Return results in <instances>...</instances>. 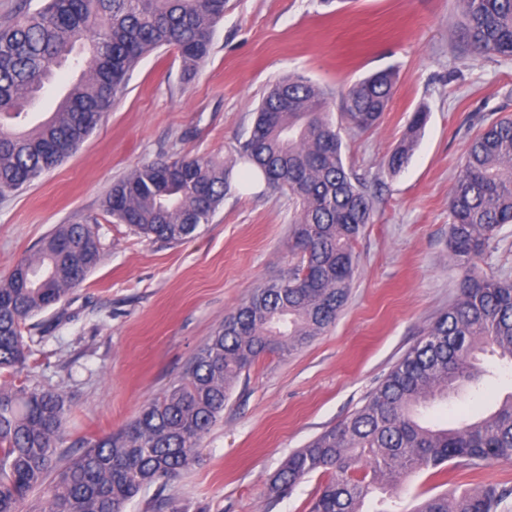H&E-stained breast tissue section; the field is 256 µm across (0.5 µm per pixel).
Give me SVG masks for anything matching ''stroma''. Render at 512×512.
Instances as JSON below:
<instances>
[{"mask_svg":"<svg viewBox=\"0 0 512 512\" xmlns=\"http://www.w3.org/2000/svg\"><path fill=\"white\" fill-rule=\"evenodd\" d=\"M457 0H228L210 54L185 73L173 48L140 59L124 94L78 150L23 190L0 196V281L60 224L95 225L101 260L63 301L27 320L29 356L9 383L62 390L70 409L55 469L78 442L115 431L176 380L197 348L254 288L298 258L297 212L285 194L232 188L209 223L183 242H155L102 208L113 183L142 163L181 155L238 159L270 85L300 74L328 94L394 70L393 97L375 129L343 133L344 156L375 202L358 239L359 269L336 324L291 355H269L235 382L223 417L196 463L165 487L151 485L126 512H308L327 480L315 472L273 501L284 460L361 407L378 380L458 295L448 250V201L470 140L512 116V58L471 53ZM428 119L407 165L386 156L416 109ZM512 277V224L478 261ZM512 486V462L479 472L449 465L445 480L421 472L395 490L411 512L447 486Z\"/></svg>","mask_w":512,"mask_h":512,"instance_id":"35a3bbf8","label":"stroma"}]
</instances>
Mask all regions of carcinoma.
Segmentation results:
<instances>
[{
	"label": "carcinoma",
	"instance_id": "carcinoma-1",
	"mask_svg": "<svg viewBox=\"0 0 512 512\" xmlns=\"http://www.w3.org/2000/svg\"><path fill=\"white\" fill-rule=\"evenodd\" d=\"M460 30L476 54L512 57V0H458ZM226 0H46L0 26V196L28 187L59 166L123 93L128 73L147 53L175 49L186 70L203 62L224 18ZM69 65L78 78L34 127L29 110ZM394 73L366 77L342 95L340 120L324 91L293 77L274 82L256 111L240 159L268 189L286 193L296 265L254 289L194 353L183 374L121 429L84 441V451L46 491L63 443L65 394L51 387L0 385V512H125L144 488L187 470L210 427L224 413L237 379L262 357L298 351L336 322L359 268L356 243L371 223L374 200L346 165L341 128L378 125L392 97ZM413 141L384 161L396 173ZM233 165L180 156L145 163L112 185L104 211L143 237L179 243L209 222L230 189ZM448 246L460 271L457 300L378 383L364 404L285 459L268 496H287L306 476L330 475L308 512H363L377 488L394 489L414 472L454 461L477 470L512 462V392L479 417L432 426L423 411L478 381L486 349L512 364V279L475 274L497 231L512 224V117H501L470 143L449 200ZM92 224H59L32 258L0 282V374L27 360L28 319L59 304L98 265ZM412 512H512V487L486 485L421 500Z\"/></svg>",
	"mask_w": 512,
	"mask_h": 512
}]
</instances>
